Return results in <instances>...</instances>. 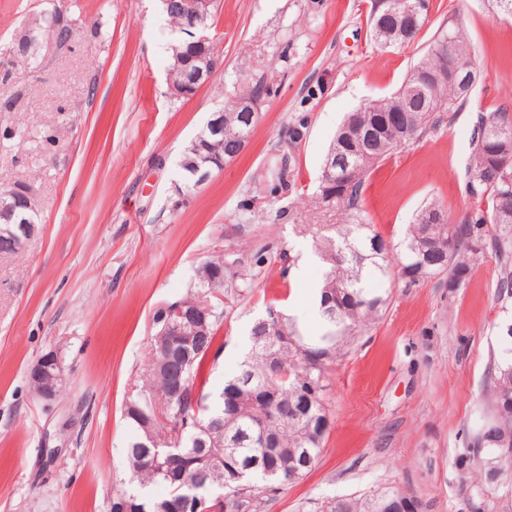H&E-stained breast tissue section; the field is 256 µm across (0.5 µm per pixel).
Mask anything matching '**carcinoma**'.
Here are the masks:
<instances>
[{
	"mask_svg": "<svg viewBox=\"0 0 512 512\" xmlns=\"http://www.w3.org/2000/svg\"><path fill=\"white\" fill-rule=\"evenodd\" d=\"M374 39L406 41L394 19L384 9L370 13ZM445 36L454 39L461 60L476 65V49L456 23L435 34L427 54L416 68L428 71L438 63L433 48ZM266 92V82H244L225 104L224 137L208 139V151L222 156L231 140L240 134L237 101ZM450 84H436L428 101H419L417 112H409L405 129L388 128L373 144L368 155L359 158L358 171L334 198L318 186V203L336 212V224H300L298 231L315 238L318 253L325 263L319 291V315L324 331L305 336L287 316L278 322L255 319L249 329V350L239 370L213 394L204 390L203 376L210 360H218L224 345L218 334L224 309L219 296L239 294L247 287L244 274L224 273V256L215 255L199 269L195 298L214 305L208 335L173 336L171 357L183 350L190 362L182 372V392L174 397L166 367L161 365L159 336L162 325L155 324L156 335L149 345L152 370L126 407L125 418L135 429L126 449L131 476L142 493L138 494L141 512L176 510L191 483L208 512H226L224 498L237 499L238 512H261L267 500L283 487L302 479L316 464L323 450L330 419L326 405L329 366L350 353L363 331L381 317L387 305V292H375L368 279L387 275L388 247L368 224L360 207L361 193L371 172L400 147L416 142L441 129L443 116L453 114L468 103ZM406 106L398 94L367 102L349 113L333 140L330 151H344L346 127L365 125L379 113L396 112ZM512 116L497 108L481 117L467 167L466 190L483 204L473 222L431 224L427 215L442 212L441 202L432 200L409 225L399 257L400 275L406 285L444 276L448 287L457 288L475 260L491 242L501 260L498 280L501 297H512V222L500 224L496 216L505 204L512 205ZM504 347L488 370V390L494 411L474 434L470 455L458 459L460 470H468L471 459L484 458L479 470V491L496 493L512 488V456L502 454L496 440L512 435V324L500 327ZM266 389L274 402L266 406L253 393ZM153 418L152 432L162 447L144 446L141 416ZM156 485L166 493L153 492ZM401 495L386 488L363 498H338L326 502L322 512H389L392 501Z\"/></svg>",
	"mask_w": 512,
	"mask_h": 512,
	"instance_id": "carcinoma-1",
	"label": "carcinoma"
}]
</instances>
